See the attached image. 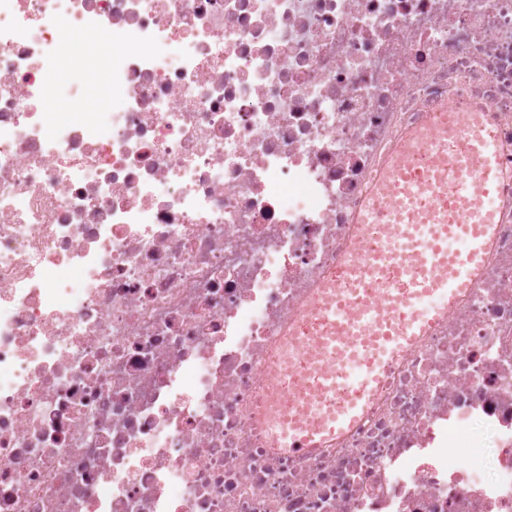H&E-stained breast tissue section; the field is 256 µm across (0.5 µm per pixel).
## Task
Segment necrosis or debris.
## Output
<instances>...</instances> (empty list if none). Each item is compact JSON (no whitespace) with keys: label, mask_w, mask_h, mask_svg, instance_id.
<instances>
[{"label":"necrosis or debris","mask_w":512,"mask_h":512,"mask_svg":"<svg viewBox=\"0 0 512 512\" xmlns=\"http://www.w3.org/2000/svg\"><path fill=\"white\" fill-rule=\"evenodd\" d=\"M48 58L107 68L110 125L57 120ZM450 106L498 145L483 267L343 437L277 448L278 364ZM1 128L0 512H512V0H0Z\"/></svg>","instance_id":"1"}]
</instances>
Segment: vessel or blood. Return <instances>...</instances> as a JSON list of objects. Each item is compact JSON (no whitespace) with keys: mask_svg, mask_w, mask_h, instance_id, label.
<instances>
[{"mask_svg":"<svg viewBox=\"0 0 512 512\" xmlns=\"http://www.w3.org/2000/svg\"><path fill=\"white\" fill-rule=\"evenodd\" d=\"M464 130V148L456 159L458 179L445 191L436 172L413 174L416 152L449 130ZM497 145L479 113L450 111L414 131L400 147L376 192L404 199L428 198L433 207L420 224L405 225L406 251H394L393 280L383 282L387 310L364 307L356 324L362 337L346 363L319 371L298 370L300 390L290 392V416L276 437L278 447L305 451L349 429L374 396L392 359L470 287L485 262L495 222L494 196L500 180ZM461 248H454V241Z\"/></svg>","mask_w":512,"mask_h":512,"instance_id":"1","label":"vessel or blood"}]
</instances>
